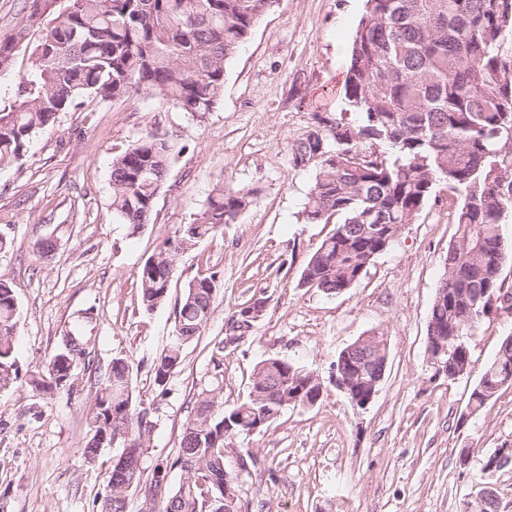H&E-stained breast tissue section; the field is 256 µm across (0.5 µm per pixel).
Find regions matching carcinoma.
<instances>
[{
  "label": "carcinoma",
  "mask_w": 512,
  "mask_h": 512,
  "mask_svg": "<svg viewBox=\"0 0 512 512\" xmlns=\"http://www.w3.org/2000/svg\"><path fill=\"white\" fill-rule=\"evenodd\" d=\"M277 0H32L29 21L0 40V165L21 162L33 136L62 112L90 102L150 93L197 118L214 111L226 64ZM27 59L16 71L18 57ZM351 122L317 119L291 146L297 167L316 166L302 218L336 228L305 264L298 286L345 292L385 251L381 230L400 234L443 184L456 224L429 319L448 337L455 368L471 364L467 342L500 296V276L512 262L500 226L512 220V0H365L350 44L345 81ZM173 143L149 130L112 161V213L132 230L148 223ZM251 193L216 187L198 220L151 255L140 271L141 302L153 311L168 300L173 257L191 242L238 220ZM213 278L189 284L176 310L173 341L154 361L155 383L166 385L181 347L200 335L213 312ZM13 288L0 282V389L24 380L50 393L73 384L87 352L79 336H64L45 370L23 379L15 355ZM512 369L505 337L472 390L469 413L495 395ZM320 384L313 372L278 358L261 361L239 404L220 410L204 390L195 401L170 468L184 479L165 512H219L224 483L239 475L224 463L226 440L260 431L289 407L312 406ZM149 410L136 403L132 365L114 358L105 373L83 448L93 461L127 435L110 471L98 512H126L142 480V445Z\"/></svg>",
  "instance_id": "1"
}]
</instances>
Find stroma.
Segmentation results:
<instances>
[{"label":"stroma","mask_w":512,"mask_h":512,"mask_svg":"<svg viewBox=\"0 0 512 512\" xmlns=\"http://www.w3.org/2000/svg\"><path fill=\"white\" fill-rule=\"evenodd\" d=\"M364 0H279L227 64L224 94L197 119L138 94L61 113L32 140L22 164L0 166V281L17 299L16 358L44 365L67 332L85 336L73 388L27 384L0 391V500L7 512H96L122 447L87 461L89 419L112 358L130 359L138 402L152 423L143 478L178 453L203 390L220 408L240 403L256 365L280 358L313 370L323 394L288 408L267 428L224 450L240 476L242 512H460L477 493L476 467L457 451L512 448V387L476 414L472 389L512 334V309L483 319L470 339V371L448 380L430 363L428 314L456 231L447 191L437 192L349 291L299 287L308 257L334 224H306L302 210L316 169L290 148L315 116L352 121L345 98L349 46ZM167 133L175 155L139 230L117 223L112 161L146 130ZM251 191L240 219L174 257L167 302H141L139 272L166 240L203 210L217 184ZM54 244L42 253L38 244ZM214 280L213 313L184 346L165 387L153 361L175 333V309L194 279ZM264 300L246 338L221 347L230 319ZM92 322H84L83 314ZM387 338L388 365L374 401L354 407L330 381L339 352L371 331ZM250 460L242 469V460Z\"/></svg>","instance_id":"stroma-1"}]
</instances>
